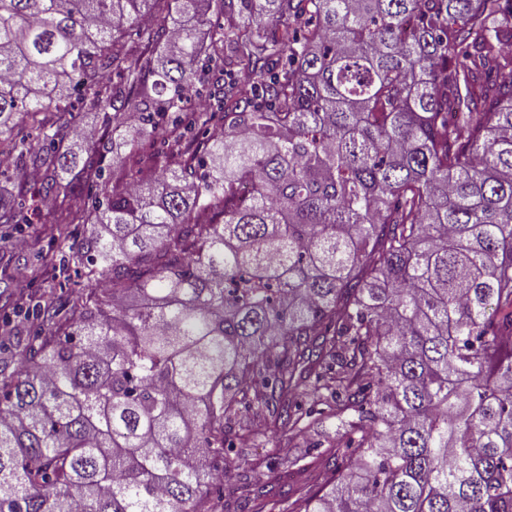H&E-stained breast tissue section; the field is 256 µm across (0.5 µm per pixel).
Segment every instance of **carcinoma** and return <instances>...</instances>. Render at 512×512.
<instances>
[{
  "label": "carcinoma",
  "mask_w": 512,
  "mask_h": 512,
  "mask_svg": "<svg viewBox=\"0 0 512 512\" xmlns=\"http://www.w3.org/2000/svg\"><path fill=\"white\" fill-rule=\"evenodd\" d=\"M3 155L0 224L99 191L90 287L0 357V512H212L251 419L335 423L282 512H512V0H0Z\"/></svg>",
  "instance_id": "cac0c4a2"
}]
</instances>
